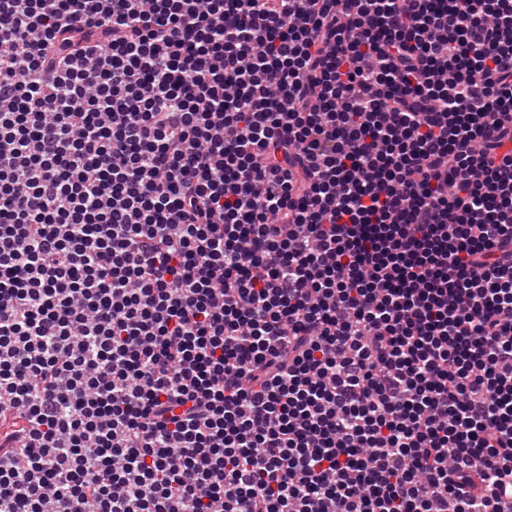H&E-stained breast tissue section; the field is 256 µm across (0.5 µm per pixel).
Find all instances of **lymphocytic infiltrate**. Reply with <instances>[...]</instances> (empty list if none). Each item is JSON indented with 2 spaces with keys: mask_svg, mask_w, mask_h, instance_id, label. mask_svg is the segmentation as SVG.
<instances>
[{
  "mask_svg": "<svg viewBox=\"0 0 512 512\" xmlns=\"http://www.w3.org/2000/svg\"><path fill=\"white\" fill-rule=\"evenodd\" d=\"M512 0H0V512H512Z\"/></svg>",
  "mask_w": 512,
  "mask_h": 512,
  "instance_id": "1",
  "label": "lymphocytic infiltrate"
}]
</instances>
